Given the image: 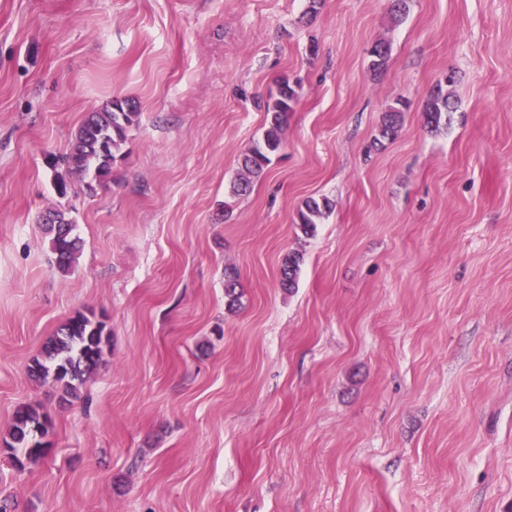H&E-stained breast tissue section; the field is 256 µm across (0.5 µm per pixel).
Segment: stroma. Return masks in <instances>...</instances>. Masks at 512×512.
Instances as JSON below:
<instances>
[{
  "instance_id": "obj_1",
  "label": "stroma",
  "mask_w": 512,
  "mask_h": 512,
  "mask_svg": "<svg viewBox=\"0 0 512 512\" xmlns=\"http://www.w3.org/2000/svg\"><path fill=\"white\" fill-rule=\"evenodd\" d=\"M407 4L0 0V436L53 422L24 469L0 451V512H512V0ZM284 76L283 148L231 195ZM116 98L139 124L90 193L60 159ZM79 311L108 342L66 402L27 365ZM448 92H444L442 84H438L429 94L423 107L425 124L430 131L437 132L448 127V112L451 102ZM402 109L396 106L389 107L383 116L382 123L378 130V137L374 139L375 143L382 140L393 139L401 127L403 118ZM333 206H335L334 201L327 197L307 199L303 203L304 209L299 210L298 223L296 224L302 234L307 237L313 236L317 224H320V220L333 210ZM45 231L50 236V249L55 255L56 267L67 273L81 250L80 239L73 234L74 224L61 211L50 210L43 217ZM303 262V255L299 252H289L283 259L280 275L283 288H293L296 283L298 270Z\"/></svg>"
}]
</instances>
